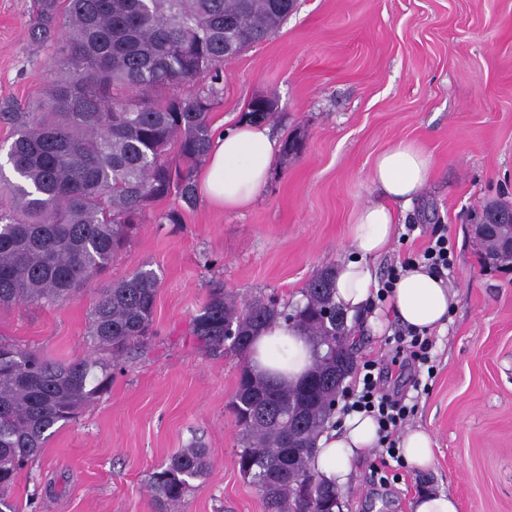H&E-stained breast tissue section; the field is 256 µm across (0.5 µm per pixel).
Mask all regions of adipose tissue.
<instances>
[{"mask_svg": "<svg viewBox=\"0 0 512 512\" xmlns=\"http://www.w3.org/2000/svg\"><path fill=\"white\" fill-rule=\"evenodd\" d=\"M280 149L265 124L236 123L213 138L197 177L198 196L216 209L248 208L266 184ZM432 165L431 155L407 140L393 142L376 156L371 181L383 199L353 211L347 228L352 257L341 262L333 277L334 299L347 314L363 307L377 286L370 262L387 252L397 235L399 219L393 203L410 202L427 182ZM454 298L443 279L416 264L397 282L390 306L401 324L430 330L446 323ZM313 357L302 331L275 320L258 333L251 365L259 375L294 383L310 367ZM378 438L373 417L362 412L345 416L338 429L319 436L309 465L326 485L345 488L355 460L375 448Z\"/></svg>", "mask_w": 512, "mask_h": 512, "instance_id": "obj_1", "label": "adipose tissue"}]
</instances>
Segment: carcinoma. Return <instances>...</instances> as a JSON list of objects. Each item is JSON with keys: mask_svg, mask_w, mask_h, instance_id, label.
<instances>
[{"mask_svg": "<svg viewBox=\"0 0 512 512\" xmlns=\"http://www.w3.org/2000/svg\"><path fill=\"white\" fill-rule=\"evenodd\" d=\"M294 0H36L33 39L52 50L53 78L35 112H1L13 141L0 168V309L61 305L97 280L158 201L196 202V170L213 138L209 112L221 95L219 70L279 29ZM270 122L275 101L259 98ZM512 205L475 213L491 224L480 241L484 265L506 269L502 240ZM160 288L141 265L99 291L90 311L92 352L55 361L0 339V512L21 471L56 426L76 419L107 389L108 363L152 333ZM292 320L316 348L307 377L289 386L249 366L252 334L271 319ZM209 350L229 346L242 360L229 402L239 427L243 477L262 491L266 512H332L337 491L307 465L335 413L336 392L354 367L349 340L341 360L328 343L345 335L331 271L313 274L302 299L239 300L220 288L192 320ZM206 449L184 448L148 475L156 512H169L208 468Z\"/></svg>", "mask_w": 512, "mask_h": 512, "instance_id": "1", "label": "carcinoma"}]
</instances>
